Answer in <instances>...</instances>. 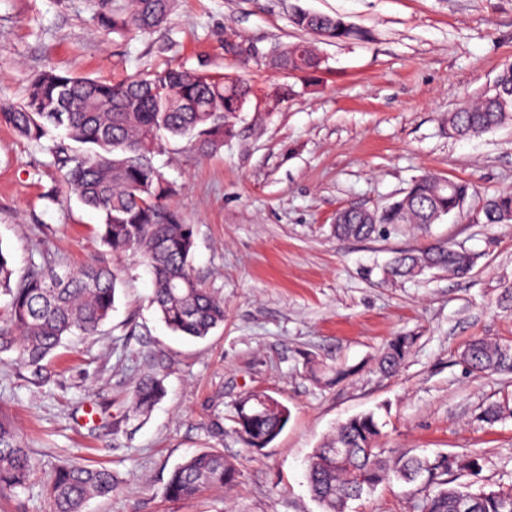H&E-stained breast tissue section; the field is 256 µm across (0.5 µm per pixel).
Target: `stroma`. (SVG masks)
Returning <instances> with one entry per match:
<instances>
[{
  "label": "stroma",
  "mask_w": 512,
  "mask_h": 512,
  "mask_svg": "<svg viewBox=\"0 0 512 512\" xmlns=\"http://www.w3.org/2000/svg\"><path fill=\"white\" fill-rule=\"evenodd\" d=\"M341 15L364 40L320 42L326 63L286 75L253 60L305 39L296 9ZM512 64V0H178L159 32L126 42L103 38L86 0H0V96L24 100L32 78L55 65L79 76L121 78L168 64L247 80L253 95L223 149L201 158L171 143L155 163L178 187L172 206L195 228L193 269L224 300L223 325L203 339L172 332L150 304L151 274L139 256L115 258V307L97 336L71 337L38 367L0 353V409L28 441L33 473L0 500V512H49L54 468L111 469V497L84 512H321L306 462L347 418L375 411L384 447L426 455L475 453L479 473L454 472L472 487L512 485V418L476 416L512 398V374L476 377L458 351L469 339L512 341V221L486 224V197L512 191V124L462 139L446 117L494 85ZM293 95L269 109L273 88ZM433 172L470 182L463 215L430 234L336 238L337 211L376 209ZM98 213L69 195L40 145L0 126V247L13 269L45 253L65 267L95 262ZM471 253L469 277L432 271L394 280L395 252L429 240ZM396 336L415 337L399 371L375 360ZM353 373L316 382L308 360ZM158 374L166 394L143 416L129 396ZM266 393L290 419L262 451L232 434L240 399ZM234 461L231 488L171 501L163 488L194 452ZM423 492L390 482L353 501L351 512H421Z\"/></svg>",
  "instance_id": "35a3bbf8"
}]
</instances>
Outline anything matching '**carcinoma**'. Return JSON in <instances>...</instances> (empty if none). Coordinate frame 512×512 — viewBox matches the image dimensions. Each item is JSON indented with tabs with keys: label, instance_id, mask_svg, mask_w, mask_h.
Listing matches in <instances>:
<instances>
[{
	"label": "carcinoma",
	"instance_id": "cac0c4a2",
	"mask_svg": "<svg viewBox=\"0 0 512 512\" xmlns=\"http://www.w3.org/2000/svg\"><path fill=\"white\" fill-rule=\"evenodd\" d=\"M177 0H87L101 32L128 40L160 31ZM292 24L323 41H344L358 35L341 16L298 10ZM268 67L290 73L321 70L325 59L315 43L298 41L274 50ZM252 87L243 79L209 71L166 66L105 82L48 68L31 81L24 102L0 98V125L20 137L41 143L50 129L62 131L47 147L69 193L98 211L96 234L103 247L93 264L70 270L45 257L16 276L0 249V353L17 352L22 367H36L70 335L94 336L112 312L120 272L110 256L135 253L147 265L153 282L152 304L165 324L184 336L203 338L224 323V300L204 287L192 267L194 227L179 221L171 209L176 194L154 164V157L171 140H184L200 155L217 152L234 136L235 120L250 101ZM512 122V65L496 77L493 93L448 113V130L458 137L478 135ZM472 195L461 179L433 173L413 180L404 195L388 205L364 212L347 209L346 223L334 225L336 236L367 240L388 237L411 227L428 234L431 225L456 214ZM483 223L512 221V192L486 199ZM474 258L436 240L393 258V278L414 279L428 270L464 278ZM415 339L396 336L378 359V369L397 371ZM477 376L512 373V343L477 338L459 352ZM316 381L328 384L349 373L338 369L324 376L309 362ZM165 394L163 379L142 377L131 393L132 409L144 413ZM509 401L485 407L478 420L492 425L509 414ZM290 412L267 394H249L236 408L233 432L245 448L268 447L282 432ZM382 425L375 414L355 415L309 459L306 480L322 512H350V502L397 481L425 493L422 512H459L468 500L473 512H512V486H492L473 492L450 485L454 471L477 473V455L418 456L395 454L380 445ZM32 474L28 443L0 412V497L27 484ZM235 465L215 450L201 451L176 466L164 487L172 500L189 499L211 487L236 482ZM118 479L104 467L68 464L58 467L49 485L50 512H82L90 496L110 497Z\"/></svg>",
	"mask_w": 512,
	"mask_h": 512
}]
</instances>
